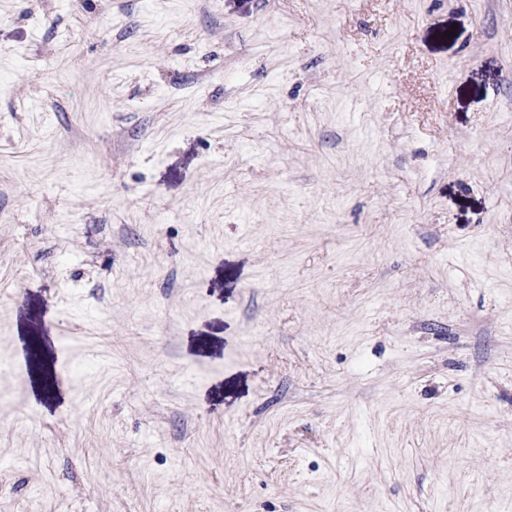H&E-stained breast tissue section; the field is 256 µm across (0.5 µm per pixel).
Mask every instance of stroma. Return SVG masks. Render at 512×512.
Returning <instances> with one entry per match:
<instances>
[{
  "label": "stroma",
  "mask_w": 512,
  "mask_h": 512,
  "mask_svg": "<svg viewBox=\"0 0 512 512\" xmlns=\"http://www.w3.org/2000/svg\"><path fill=\"white\" fill-rule=\"evenodd\" d=\"M0 512H512V0H0Z\"/></svg>",
  "instance_id": "stroma-1"
}]
</instances>
